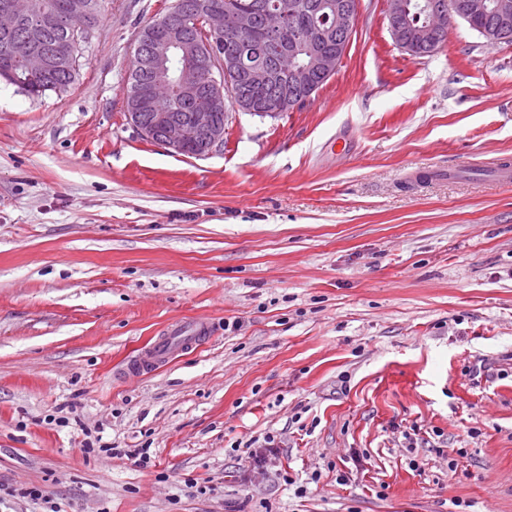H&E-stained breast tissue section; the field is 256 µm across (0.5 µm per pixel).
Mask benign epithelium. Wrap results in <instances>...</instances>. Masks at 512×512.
<instances>
[{"instance_id":"obj_1","label":"benign epithelium","mask_w":512,"mask_h":512,"mask_svg":"<svg viewBox=\"0 0 512 512\" xmlns=\"http://www.w3.org/2000/svg\"><path fill=\"white\" fill-rule=\"evenodd\" d=\"M356 15L357 11L351 3L340 0L336 3L335 22L331 26L322 29L289 27L284 58L293 60L304 50L310 56L313 69L325 76L334 74L339 57L333 52L322 50L321 42L336 33H350L354 28ZM19 19L20 12L14 7L1 10L0 31H14L18 27ZM202 21L212 34L240 37L248 35L254 29L255 14L231 8L210 7L205 10ZM174 47L180 48L183 55V63L177 73L178 88L181 93L192 95L190 127L172 122L166 102L154 95L137 97L135 111L128 113V119L133 123L139 113L149 112L152 122L147 129L141 131L144 137L158 139L162 145L178 155L185 153L188 146L193 144L199 145L202 151L210 155L224 141V128L215 122V97L210 93H195L200 83L201 67L194 43L185 38L181 29L172 26L165 37L146 45V50L153 57L158 71L162 72ZM9 54L25 65L29 78L35 79L52 70L57 52L54 48L48 51L38 49L29 38L20 36L11 42ZM226 60L231 72L240 75L246 88L261 91L271 84V70L254 61L249 42L240 43L238 50L226 54Z\"/></svg>"}]
</instances>
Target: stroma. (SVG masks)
I'll return each mask as SVG.
<instances>
[{
  "label": "stroma",
  "instance_id": "1",
  "mask_svg": "<svg viewBox=\"0 0 512 512\" xmlns=\"http://www.w3.org/2000/svg\"><path fill=\"white\" fill-rule=\"evenodd\" d=\"M174 2L105 0L67 92L0 81V484L65 512H512V185L469 173L512 160V46L454 19L415 58L361 0L306 105L229 112L192 158L124 114ZM207 334H210V323L205 318H197L189 323H173L152 347L134 360L131 370L147 372L157 368L171 357L176 348L189 345Z\"/></svg>",
  "mask_w": 512,
  "mask_h": 512
}]
</instances>
